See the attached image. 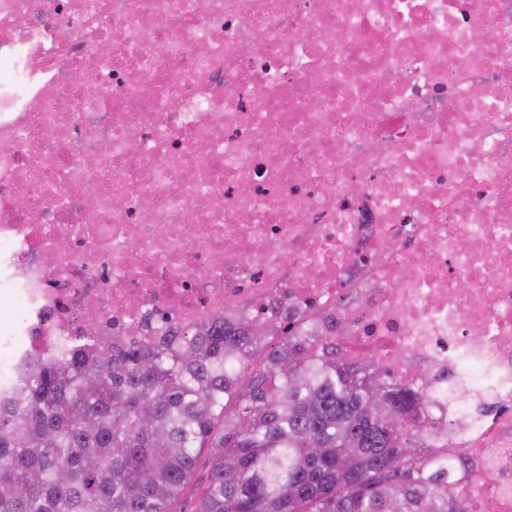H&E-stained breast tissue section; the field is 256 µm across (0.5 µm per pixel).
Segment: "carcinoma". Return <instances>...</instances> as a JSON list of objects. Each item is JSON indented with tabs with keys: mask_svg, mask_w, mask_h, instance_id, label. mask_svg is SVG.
<instances>
[{
	"mask_svg": "<svg viewBox=\"0 0 512 512\" xmlns=\"http://www.w3.org/2000/svg\"><path fill=\"white\" fill-rule=\"evenodd\" d=\"M265 309L26 369L0 393V512H183L200 467L192 512H469L461 423L431 426L430 377Z\"/></svg>",
	"mask_w": 512,
	"mask_h": 512,
	"instance_id": "1",
	"label": "carcinoma"
}]
</instances>
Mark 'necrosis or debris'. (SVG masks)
<instances>
[{
  "label": "necrosis or debris",
  "instance_id": "1",
  "mask_svg": "<svg viewBox=\"0 0 512 512\" xmlns=\"http://www.w3.org/2000/svg\"><path fill=\"white\" fill-rule=\"evenodd\" d=\"M272 300L512 512V0H0V379Z\"/></svg>",
  "mask_w": 512,
  "mask_h": 512
}]
</instances>
